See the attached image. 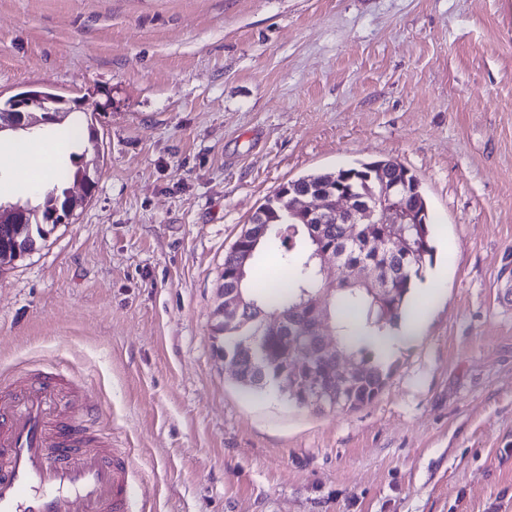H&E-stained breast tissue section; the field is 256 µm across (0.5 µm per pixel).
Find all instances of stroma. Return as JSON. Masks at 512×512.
Masks as SVG:
<instances>
[{
    "label": "stroma",
    "mask_w": 512,
    "mask_h": 512,
    "mask_svg": "<svg viewBox=\"0 0 512 512\" xmlns=\"http://www.w3.org/2000/svg\"><path fill=\"white\" fill-rule=\"evenodd\" d=\"M63 96L99 155L70 223L0 268V387L60 375L142 512H512V0H0V101ZM393 159L442 273L347 411L246 396L224 258L283 185Z\"/></svg>",
    "instance_id": "1"
}]
</instances>
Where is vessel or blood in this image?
<instances>
[{"instance_id": "obj_1", "label": "vessel or blood", "mask_w": 512, "mask_h": 512, "mask_svg": "<svg viewBox=\"0 0 512 512\" xmlns=\"http://www.w3.org/2000/svg\"><path fill=\"white\" fill-rule=\"evenodd\" d=\"M61 421L55 379L37 377L0 395V512H129L135 490L125 449L87 444L88 408Z\"/></svg>"}]
</instances>
